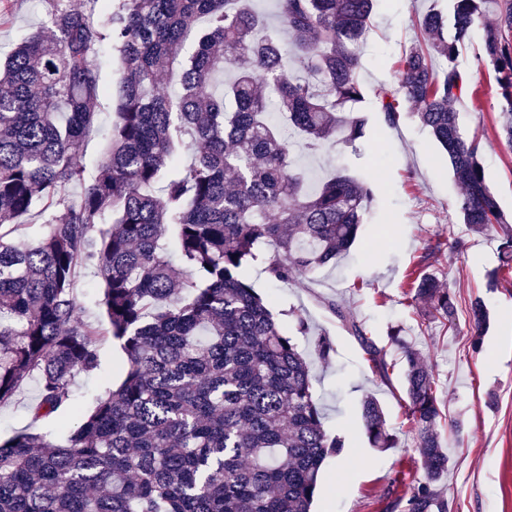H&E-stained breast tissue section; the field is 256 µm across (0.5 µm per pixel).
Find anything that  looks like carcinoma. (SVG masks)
Instances as JSON below:
<instances>
[{
  "mask_svg": "<svg viewBox=\"0 0 512 512\" xmlns=\"http://www.w3.org/2000/svg\"><path fill=\"white\" fill-rule=\"evenodd\" d=\"M52 2L46 30L0 67V403L34 378L33 418H50L72 407L74 380L97 369L103 342H118L125 361L89 412L0 443V512H310L322 464L345 439L324 429L308 358L244 270L259 263L272 282L292 283L336 262L366 222L369 184L338 171L312 190L293 146L315 154L364 135L358 46L376 0H277L275 27L251 0H106L103 21ZM485 3L450 0L448 13H425L397 88L374 92L391 124L402 104L417 106L476 232L507 223L452 107L468 91L456 60ZM189 40L197 48L185 56ZM105 42L120 78L89 179L75 152L97 126ZM481 51L512 148V0L484 28ZM166 68L174 94L160 82ZM34 213L40 231L29 240L19 220ZM88 266L103 290L97 324L74 294ZM412 276V299L454 328V295L419 269ZM488 320L472 300L474 341ZM351 330L387 376L382 350ZM392 341L424 478L394 482L386 512H448L435 378L410 345ZM362 419L372 447H394L376 399L364 400Z\"/></svg>",
  "mask_w": 512,
  "mask_h": 512,
  "instance_id": "obj_1",
  "label": "carcinoma"
}]
</instances>
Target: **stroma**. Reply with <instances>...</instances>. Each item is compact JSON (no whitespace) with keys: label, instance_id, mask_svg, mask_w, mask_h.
Listing matches in <instances>:
<instances>
[{"label":"stroma","instance_id":"35a3bbf8","mask_svg":"<svg viewBox=\"0 0 512 512\" xmlns=\"http://www.w3.org/2000/svg\"><path fill=\"white\" fill-rule=\"evenodd\" d=\"M448 0H377L371 28L360 46L358 78L367 91L359 108L366 118L364 135L355 144H327L316 155L299 154L310 183L338 168L366 177L377 195V209L362 225L350 252L334 265L288 286L271 283L261 266L245 271L257 293L282 316L284 330L299 348L310 351V339L298 335L297 318L313 333L325 334L333 351L329 361L312 359L319 381L316 399L324 427L344 436L340 456L328 457L313 503L315 512H385V492L393 480L412 483L424 474L423 459L406 418L401 389L402 363L389 336L401 329L432 371L437 399L449 422L440 429L448 442L450 463L441 488L448 512H512V267L501 264L500 244L512 233L501 224L484 233L468 232L457 202L448 159L412 112L396 124L385 121L372 96L396 87L397 61L415 39L418 19L430 9H446ZM51 0H0V54H8L27 34L47 23ZM482 28L457 59L469 90L455 109L462 130L477 137L487 183L505 215H512V149L497 132L498 90L491 66L479 57ZM456 234L461 247L449 243ZM440 245L431 253L432 245ZM425 270L455 295L457 329L423 320L408 296V274L419 260ZM496 284H489L490 272ZM481 298L490 320L480 342H473L467 309ZM360 325L385 349L387 376L374 372L348 322ZM123 360L117 343L99 348L96 370L79 374L75 397L84 408L119 381ZM373 396L397 438L395 447H371L364 433L361 403ZM37 396L29 382L10 401L0 404V441L15 432L47 431L71 419L70 411L33 421L30 406Z\"/></svg>","mask_w":512,"mask_h":512}]
</instances>
